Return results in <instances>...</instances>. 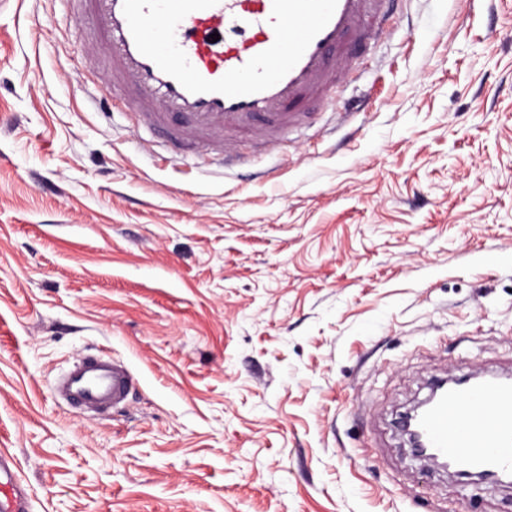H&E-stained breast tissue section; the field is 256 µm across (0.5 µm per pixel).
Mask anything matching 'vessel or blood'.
I'll list each match as a JSON object with an SVG mask.
<instances>
[{
    "label": "vessel or blood",
    "mask_w": 512,
    "mask_h": 512,
    "mask_svg": "<svg viewBox=\"0 0 512 512\" xmlns=\"http://www.w3.org/2000/svg\"><path fill=\"white\" fill-rule=\"evenodd\" d=\"M92 24L93 63L141 123L172 145L231 164L246 138L277 148L303 128L307 106L336 92V68L390 0H73ZM219 41H212V34ZM131 369L84 355L55 380L68 406L99 416L125 405ZM431 453L455 471L512 473V376H475L423 413ZM11 457L0 454V512H31Z\"/></svg>",
    "instance_id": "vessel-or-blood-1"
}]
</instances>
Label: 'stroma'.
<instances>
[{"instance_id": "stroma-1", "label": "stroma", "mask_w": 512, "mask_h": 512, "mask_svg": "<svg viewBox=\"0 0 512 512\" xmlns=\"http://www.w3.org/2000/svg\"><path fill=\"white\" fill-rule=\"evenodd\" d=\"M340 118L177 157L71 0H0V448L32 512H512L416 460L433 376L512 364V0H392ZM136 384L57 403L85 354ZM135 384L131 369L109 355H84L61 373L53 392L68 406L104 416L125 405Z\"/></svg>"}]
</instances>
